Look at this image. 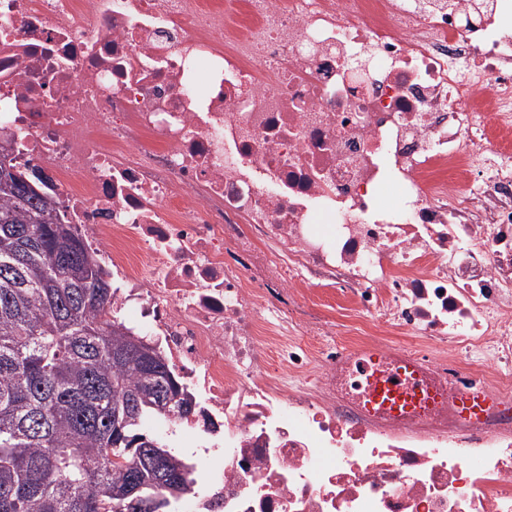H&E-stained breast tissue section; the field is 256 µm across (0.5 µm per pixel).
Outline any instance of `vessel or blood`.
I'll return each instance as SVG.
<instances>
[{"label": "vessel or blood", "mask_w": 512, "mask_h": 512, "mask_svg": "<svg viewBox=\"0 0 512 512\" xmlns=\"http://www.w3.org/2000/svg\"><path fill=\"white\" fill-rule=\"evenodd\" d=\"M372 373L367 378L366 404L369 408L394 412L418 402L431 400V386L422 377L413 360L386 364L378 352H369Z\"/></svg>", "instance_id": "vessel-or-blood-1"}]
</instances>
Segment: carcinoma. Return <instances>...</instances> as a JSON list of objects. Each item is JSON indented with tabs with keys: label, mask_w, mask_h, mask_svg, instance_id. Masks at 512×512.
<instances>
[{
	"label": "carcinoma",
	"mask_w": 512,
	"mask_h": 512,
	"mask_svg": "<svg viewBox=\"0 0 512 512\" xmlns=\"http://www.w3.org/2000/svg\"><path fill=\"white\" fill-rule=\"evenodd\" d=\"M27 180L1 149L0 512H178L193 467L141 425L193 398L112 319L107 273Z\"/></svg>",
	"instance_id": "cac0c4a2"
}]
</instances>
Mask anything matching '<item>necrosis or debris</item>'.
<instances>
[{"label":"necrosis or debris","instance_id":"4bbe7bcc","mask_svg":"<svg viewBox=\"0 0 512 512\" xmlns=\"http://www.w3.org/2000/svg\"><path fill=\"white\" fill-rule=\"evenodd\" d=\"M0 143L194 395L186 512H512V0H0ZM373 367L366 363L367 378L366 405L372 410L393 413L418 402L433 400L434 390L422 377L411 359L400 360L394 367L386 364L377 351L367 353ZM393 379L397 383H393Z\"/></svg>","mask_w":512,"mask_h":512}]
</instances>
